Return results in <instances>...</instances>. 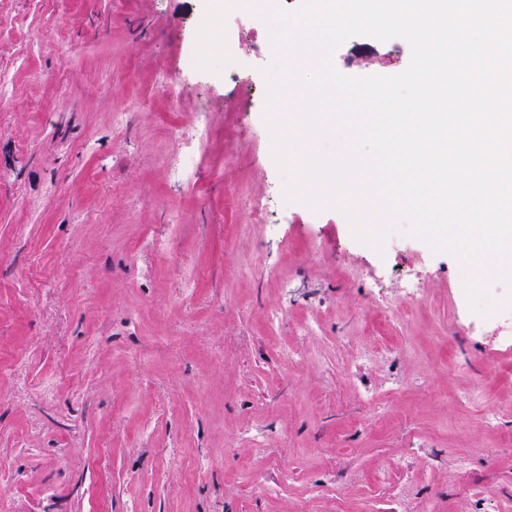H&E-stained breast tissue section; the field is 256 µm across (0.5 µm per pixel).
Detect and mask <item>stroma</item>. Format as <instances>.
Returning <instances> with one entry per match:
<instances>
[{"mask_svg":"<svg viewBox=\"0 0 512 512\" xmlns=\"http://www.w3.org/2000/svg\"><path fill=\"white\" fill-rule=\"evenodd\" d=\"M203 12L0 0V512H512V350L451 329L457 261L282 204L261 19L230 20L241 79L155 93ZM410 55L364 37L336 62ZM201 106L202 174L171 183L166 128Z\"/></svg>","mask_w":512,"mask_h":512,"instance_id":"35a3bbf8","label":"stroma"}]
</instances>
